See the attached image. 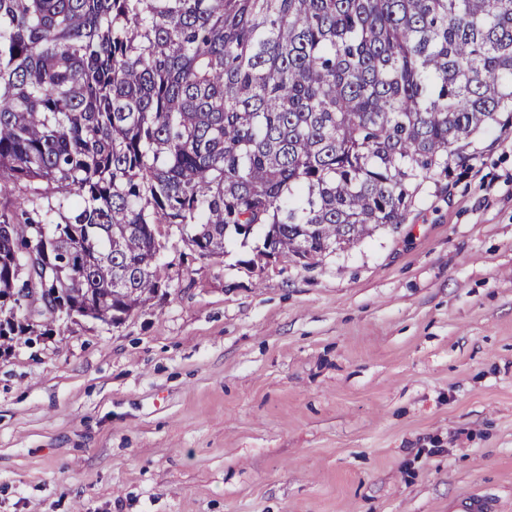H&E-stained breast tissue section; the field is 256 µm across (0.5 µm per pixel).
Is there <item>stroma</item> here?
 Here are the masks:
<instances>
[{"instance_id": "stroma-1", "label": "stroma", "mask_w": 512, "mask_h": 512, "mask_svg": "<svg viewBox=\"0 0 512 512\" xmlns=\"http://www.w3.org/2000/svg\"><path fill=\"white\" fill-rule=\"evenodd\" d=\"M306 268L164 228L161 286L0 353V512H512V124Z\"/></svg>"}]
</instances>
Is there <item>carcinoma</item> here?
Here are the masks:
<instances>
[{
	"label": "carcinoma",
	"instance_id": "cac0c4a2",
	"mask_svg": "<svg viewBox=\"0 0 512 512\" xmlns=\"http://www.w3.org/2000/svg\"><path fill=\"white\" fill-rule=\"evenodd\" d=\"M512 112V0H0V339L58 292L114 325L265 227L304 267L403 223L421 182Z\"/></svg>",
	"mask_w": 512,
	"mask_h": 512
}]
</instances>
